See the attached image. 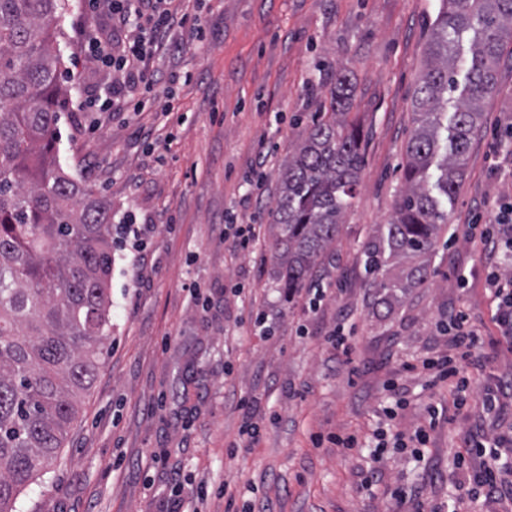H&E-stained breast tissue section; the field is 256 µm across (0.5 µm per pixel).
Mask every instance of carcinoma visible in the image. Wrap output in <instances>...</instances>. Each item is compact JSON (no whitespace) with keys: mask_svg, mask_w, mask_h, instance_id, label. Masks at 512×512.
<instances>
[{"mask_svg":"<svg viewBox=\"0 0 512 512\" xmlns=\"http://www.w3.org/2000/svg\"><path fill=\"white\" fill-rule=\"evenodd\" d=\"M59 0H0V512L58 457L112 328L111 209L58 165L55 123L65 96L56 52ZM471 39L464 81L456 62ZM512 42V0H443L427 44L394 216L365 270L390 309L424 284L460 191L483 103ZM346 75L280 175L271 207L276 280L306 287L336 242L364 154L345 119ZM453 112H448V109Z\"/></svg>","mask_w":512,"mask_h":512,"instance_id":"cac0c4a2","label":"carcinoma"}]
</instances>
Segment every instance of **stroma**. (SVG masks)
<instances>
[{"mask_svg":"<svg viewBox=\"0 0 512 512\" xmlns=\"http://www.w3.org/2000/svg\"><path fill=\"white\" fill-rule=\"evenodd\" d=\"M440 6L190 0L185 26L146 61L158 80L138 91L140 109L79 112L77 100L103 92L106 72L86 62L77 30L111 34L112 18L65 0L57 159L112 205V328L57 461L20 493L16 512H224L230 497L237 512H396L397 488L422 489L427 503L454 512L463 439L512 435V399L495 415L482 407L485 388L512 380V346L491 316L482 246L469 229L474 214L489 222L512 202V162L496 151L512 126V42L426 282L385 309L364 267L403 187L414 92ZM339 71L351 83L346 118L363 134L364 165L335 245L310 286L290 296L275 278L270 208ZM261 155L256 190L246 176ZM230 217L258 224L253 249L234 251L225 239ZM131 224L146 227L135 251ZM237 282L242 292H232ZM455 309L479 329L483 362L469 370L460 406L446 384L403 369L448 352L442 329ZM344 323L353 328L348 364L327 341ZM243 396L254 402L253 438L241 433ZM431 405L439 416L423 454L376 453L375 429L428 424ZM331 433L359 445L315 444Z\"/></svg>","mask_w":512,"mask_h":512,"instance_id":"stroma-1","label":"stroma"}]
</instances>
